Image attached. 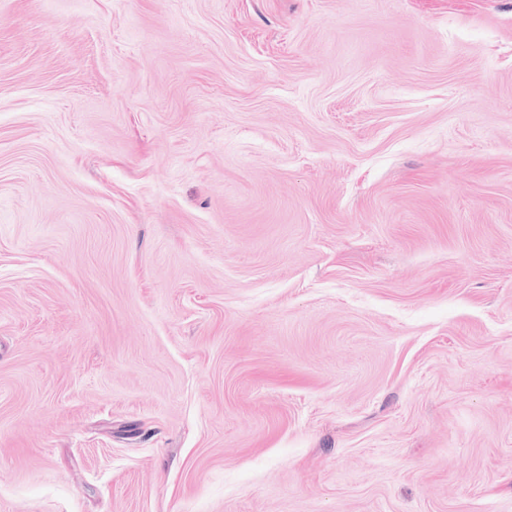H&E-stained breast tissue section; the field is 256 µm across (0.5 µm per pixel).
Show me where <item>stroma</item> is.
I'll return each mask as SVG.
<instances>
[{
	"label": "stroma",
	"instance_id": "stroma-1",
	"mask_svg": "<svg viewBox=\"0 0 512 512\" xmlns=\"http://www.w3.org/2000/svg\"><path fill=\"white\" fill-rule=\"evenodd\" d=\"M0 512H512V0H0Z\"/></svg>",
	"mask_w": 512,
	"mask_h": 512
}]
</instances>
